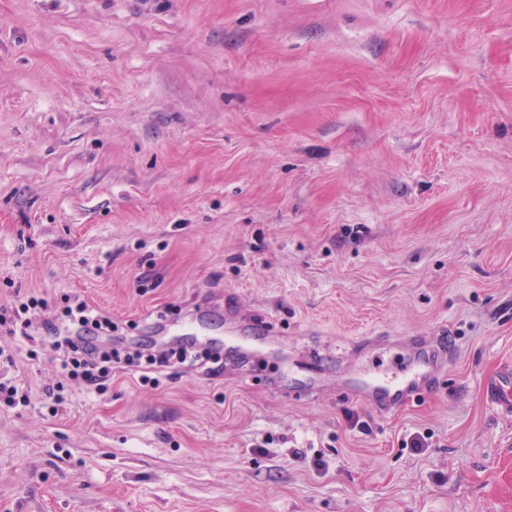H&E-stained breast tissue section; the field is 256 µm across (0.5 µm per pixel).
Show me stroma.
I'll return each mask as SVG.
<instances>
[{
	"mask_svg": "<svg viewBox=\"0 0 512 512\" xmlns=\"http://www.w3.org/2000/svg\"><path fill=\"white\" fill-rule=\"evenodd\" d=\"M31 293L0 512H512V0H0V306ZM66 294L130 350L192 311L196 351L234 312L280 351L90 388ZM415 353L387 417L337 388ZM512 371L503 369L498 375L485 381L484 392L487 403L496 410L512 415Z\"/></svg>",
	"mask_w": 512,
	"mask_h": 512,
	"instance_id": "stroma-1",
	"label": "stroma"
}]
</instances>
